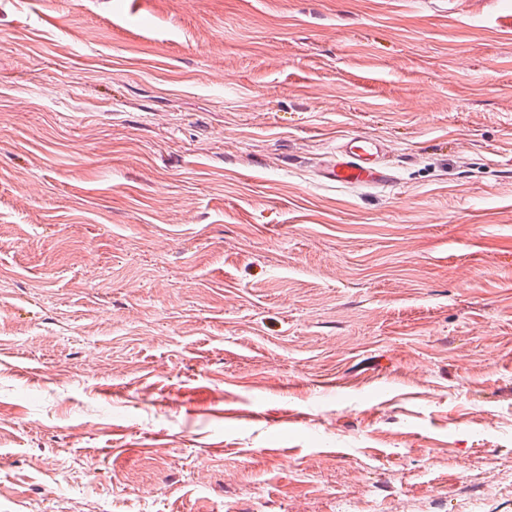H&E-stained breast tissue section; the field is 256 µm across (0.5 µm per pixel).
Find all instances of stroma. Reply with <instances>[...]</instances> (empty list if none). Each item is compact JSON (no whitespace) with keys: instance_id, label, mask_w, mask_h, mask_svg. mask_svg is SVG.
Masks as SVG:
<instances>
[{"instance_id":"stroma-1","label":"stroma","mask_w":512,"mask_h":512,"mask_svg":"<svg viewBox=\"0 0 512 512\" xmlns=\"http://www.w3.org/2000/svg\"><path fill=\"white\" fill-rule=\"evenodd\" d=\"M0 512H512V0H0ZM387 161L383 139L357 134L344 138L330 150L316 177L323 183L391 187L395 176Z\"/></svg>"}]
</instances>
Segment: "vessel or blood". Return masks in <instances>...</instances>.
Listing matches in <instances>:
<instances>
[{"instance_id":"obj_1","label":"vessel or blood","mask_w":512,"mask_h":512,"mask_svg":"<svg viewBox=\"0 0 512 512\" xmlns=\"http://www.w3.org/2000/svg\"><path fill=\"white\" fill-rule=\"evenodd\" d=\"M387 161L388 152L383 139L357 134L344 138L330 150L316 177L324 183L390 187L395 176Z\"/></svg>"}]
</instances>
